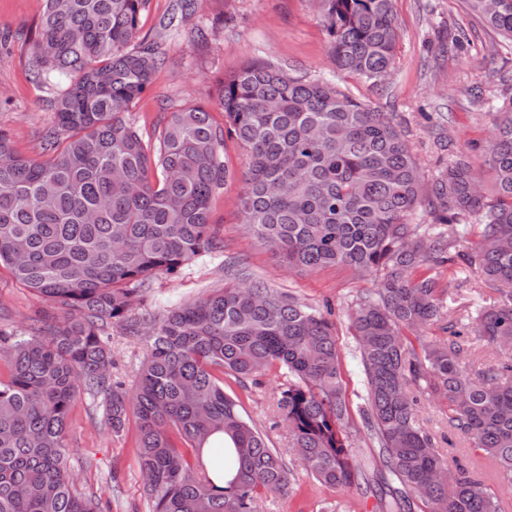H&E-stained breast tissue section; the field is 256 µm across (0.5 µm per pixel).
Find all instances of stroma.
Returning <instances> with one entry per match:
<instances>
[{
  "label": "stroma",
  "mask_w": 512,
  "mask_h": 512,
  "mask_svg": "<svg viewBox=\"0 0 512 512\" xmlns=\"http://www.w3.org/2000/svg\"><path fill=\"white\" fill-rule=\"evenodd\" d=\"M173 5L174 0H149L140 16L141 33L157 39L166 57L129 114L146 136H156L168 112L184 104L212 106L215 123L223 124V112L212 105L215 86L248 61L279 63L308 79L332 74L330 38L319 0H196L179 26L160 32L159 24ZM42 10L43 0H0V130L9 133L15 150L28 159L40 158V132L54 120L49 105L53 92L37 83L29 69ZM393 10L400 34L394 73L378 86L353 75L342 76V84L407 131L425 180L437 178L451 155L462 151L476 170H483L478 146L492 114L512 104V47L502 46L497 32L469 15L463 0H394ZM226 156L234 176L211 205L212 220L224 238L223 257L198 261L177 277L155 278L150 302L192 299L223 287L225 262L238 261L252 276L302 302L331 307L350 408L347 430L355 462L365 463L378 448L359 412L363 374L354 356L350 317L357 294L373 290L375 278L348 266L312 272L286 268L255 241L238 213L246 166L243 149L227 142ZM47 310L40 298L0 267V330H19ZM109 344L114 375L133 387L147 353L145 340L127 335L116 324ZM282 382L274 370L264 377L261 388L241 389L231 377L225 378L224 388L238 395L269 446L287 452L288 434L276 423L273 401ZM420 418L435 434L440 451L478 473L500 501L512 500V485L502 480L494 463L469 439L450 431L446 404L423 398ZM137 439L136 422L128 423L122 437H113L103 421L101 399L78 397L70 414L69 466L79 489L107 504L110 512H149L135 453ZM288 466L292 492L285 498L264 499L259 512H382L391 498L390 485L377 470L359 490L320 485L296 456L289 455Z\"/></svg>",
  "instance_id": "obj_1"
}]
</instances>
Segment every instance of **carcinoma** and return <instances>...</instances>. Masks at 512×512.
Returning <instances> with one entry per match:
<instances>
[{
    "label": "carcinoma",
    "instance_id": "cac0c4a2",
    "mask_svg": "<svg viewBox=\"0 0 512 512\" xmlns=\"http://www.w3.org/2000/svg\"><path fill=\"white\" fill-rule=\"evenodd\" d=\"M335 70L374 84L391 76L399 33L393 0H319ZM512 43V0H464ZM147 0H44L35 80L54 87V125L42 158L16 154L0 130V263L53 310L0 334V512H101L77 490L67 463V425L82 393L102 399L121 436L130 418L150 512H256L290 492L283 453L224 390L244 389L273 369L286 382L276 406L289 449L329 487L368 482L346 431L349 405L336 328L319 308L270 287L245 268L224 287L147 308L159 275L224 255L210 203L231 175L224 137L246 153L243 223L290 268L346 265L383 273L351 315L363 371L368 435L395 499L424 512H502L465 468H452L420 422L424 394L448 404V424L512 484V107L495 113L482 148L494 196L470 160L454 156L425 186L405 132L331 78L303 79L271 62L225 77L215 100L224 125L202 105L169 113L155 139L128 118L163 58L140 36ZM432 224H414L417 210ZM479 241L463 250L466 226ZM463 262L497 299L472 317L497 357L470 376L472 346L444 317L447 289L429 271ZM148 350L135 388L112 375V324ZM441 324L446 338L423 331ZM223 437L217 485L201 449Z\"/></svg>",
    "mask_w": 512,
    "mask_h": 512
}]
</instances>
